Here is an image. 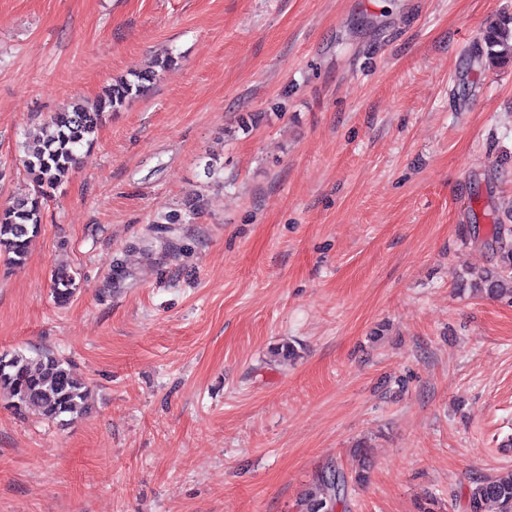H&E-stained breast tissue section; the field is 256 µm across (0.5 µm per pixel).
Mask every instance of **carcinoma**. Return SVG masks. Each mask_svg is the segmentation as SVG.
Segmentation results:
<instances>
[{"label": "carcinoma", "instance_id": "1", "mask_svg": "<svg viewBox=\"0 0 512 512\" xmlns=\"http://www.w3.org/2000/svg\"><path fill=\"white\" fill-rule=\"evenodd\" d=\"M483 42L486 58L512 56V17L498 18L486 28ZM172 62L167 58L157 68L121 80L94 105L76 103L53 113L41 128V148L21 159L32 183V192L0 210V258L19 266L38 236L43 214L63 180L76 168L82 150H90L106 112H118L142 95L159 77L158 70ZM495 257L492 267L480 273L470 288L493 298L512 300V224L492 226L486 242ZM76 289V272L60 268L52 276L56 301L67 302ZM7 394L16 412L36 408L51 421H64L84 411L85 382L73 366L44 351L35 356L22 352L0 355V391ZM348 488L338 468L320 473L298 502L299 512H336ZM469 512H512V471L484 477L473 483L468 496Z\"/></svg>", "mask_w": 512, "mask_h": 512}]
</instances>
